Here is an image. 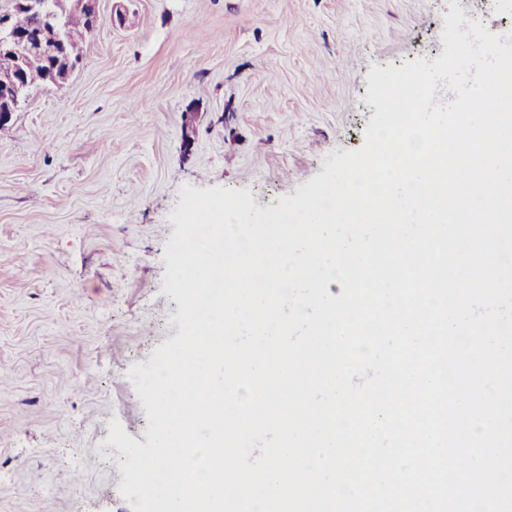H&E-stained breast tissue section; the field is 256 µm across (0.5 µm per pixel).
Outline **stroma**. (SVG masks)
Returning a JSON list of instances; mask_svg holds the SVG:
<instances>
[{
	"label": "stroma",
	"mask_w": 512,
	"mask_h": 512,
	"mask_svg": "<svg viewBox=\"0 0 512 512\" xmlns=\"http://www.w3.org/2000/svg\"><path fill=\"white\" fill-rule=\"evenodd\" d=\"M60 88L0 128V512H132L109 423L146 443L128 371L176 337L180 189L255 207L365 141L372 67L444 52L448 0H99Z\"/></svg>",
	"instance_id": "obj_1"
}]
</instances>
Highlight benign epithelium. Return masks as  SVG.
I'll use <instances>...</instances> for the list:
<instances>
[{"mask_svg":"<svg viewBox=\"0 0 512 512\" xmlns=\"http://www.w3.org/2000/svg\"><path fill=\"white\" fill-rule=\"evenodd\" d=\"M21 9L41 19L42 32L37 42L38 52L46 57L57 58L52 82L56 86L64 84L73 68L69 55L58 54L65 34L61 18L67 13L78 12L89 16L93 29L102 23L98 0H53L52 9H47L46 0H18ZM16 33L13 16L0 14V125H6L12 115L29 98V88L20 80V64L8 52L6 45Z\"/></svg>","mask_w":512,"mask_h":512,"instance_id":"obj_1","label":"benign epithelium"}]
</instances>
